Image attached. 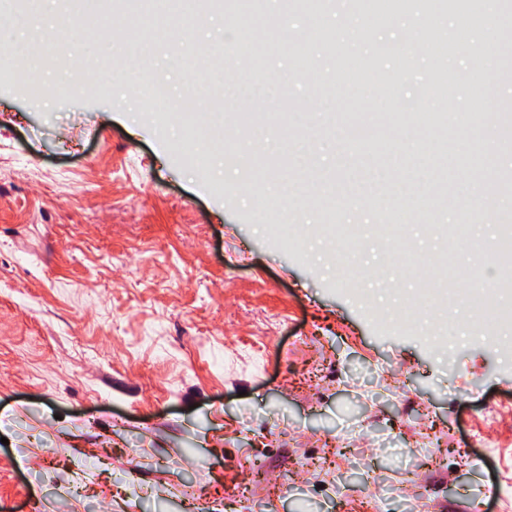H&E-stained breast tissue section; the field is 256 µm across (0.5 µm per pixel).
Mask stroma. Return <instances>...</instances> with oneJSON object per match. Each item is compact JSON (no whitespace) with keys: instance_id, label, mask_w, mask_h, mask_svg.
<instances>
[{"instance_id":"35a3bbf8","label":"stroma","mask_w":512,"mask_h":512,"mask_svg":"<svg viewBox=\"0 0 512 512\" xmlns=\"http://www.w3.org/2000/svg\"><path fill=\"white\" fill-rule=\"evenodd\" d=\"M282 3L259 8L281 19L259 67L240 17L209 11L191 43L142 38L145 72L94 93L82 79L116 55L110 34L65 0L0 21V512H194L185 484L204 512H337L338 488L371 476L390 512L421 492L432 512H512V483L493 494L512 447L470 443L486 404H512V357L479 325L448 353L419 337L436 319L392 315L448 276L488 282L464 245L449 272L402 269L378 230L437 257L435 225L491 176L468 154L443 163L416 127L352 134L401 108L480 114L486 56L420 0ZM439 67L462 100L431 85ZM188 110L217 116L223 145L190 139ZM236 110L265 119L239 126ZM456 134L490 147L501 178L494 215L468 216L490 249L512 224V95ZM306 458L323 468L297 471Z\"/></svg>"}]
</instances>
